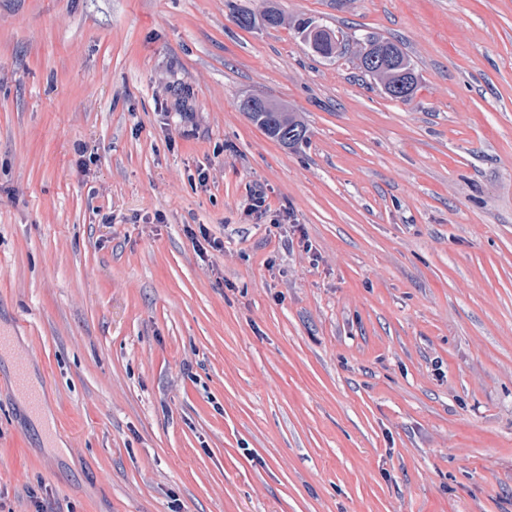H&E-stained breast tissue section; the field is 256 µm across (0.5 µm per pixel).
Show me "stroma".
Masks as SVG:
<instances>
[{"label": "stroma", "instance_id": "35a3bbf8", "mask_svg": "<svg viewBox=\"0 0 512 512\" xmlns=\"http://www.w3.org/2000/svg\"><path fill=\"white\" fill-rule=\"evenodd\" d=\"M0 330L5 512H512V0H0ZM298 33L305 34L312 25L325 28L333 34L338 42L332 41L329 34L322 40L319 51L316 53L324 59H335L341 56L350 46V42L360 47L359 50V69L365 75L376 78L382 85L384 93L393 99L407 101L411 99L418 85V77L416 68L411 58L403 51L400 44L392 39L380 37L373 33L366 32L364 34L348 35L340 30H333L315 24L312 19H300L296 24ZM341 37V38H340ZM337 51V53H336ZM382 54L391 60V65L386 68L370 67L367 59L373 55ZM408 88V94L401 93V89L397 90L398 84H402ZM239 110L245 112L254 123L264 127L267 136L285 145H296L306 139V127L297 120L288 107L280 102L273 103V112H250L255 107L247 108L244 98L239 101ZM188 233L192 238L194 249L200 257L208 256L210 249L216 252H223L224 244L218 239L212 238L209 230L204 225H199L198 231L189 228Z\"/></svg>", "mask_w": 512, "mask_h": 512}]
</instances>
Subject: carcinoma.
Here are the masks:
<instances>
[{
    "label": "carcinoma",
    "instance_id": "1",
    "mask_svg": "<svg viewBox=\"0 0 512 512\" xmlns=\"http://www.w3.org/2000/svg\"><path fill=\"white\" fill-rule=\"evenodd\" d=\"M234 18L244 29H251L258 22L266 28H277L284 23L282 13L273 7L258 16L248 10L239 9L234 13ZM332 34L333 37L327 36L322 40L317 55L332 60L344 54L347 46L354 43L360 47L359 69L376 78L385 94L402 101L413 97L418 85L416 68L397 41L369 32L348 35L340 30H334ZM379 54L389 58L391 65L386 68L370 67L367 59ZM238 107L253 123L264 127L267 136L272 139L285 145H296L306 139V127L288 112V107L283 103H273L270 112H252L242 100L239 101Z\"/></svg>",
    "mask_w": 512,
    "mask_h": 512
}]
</instances>
